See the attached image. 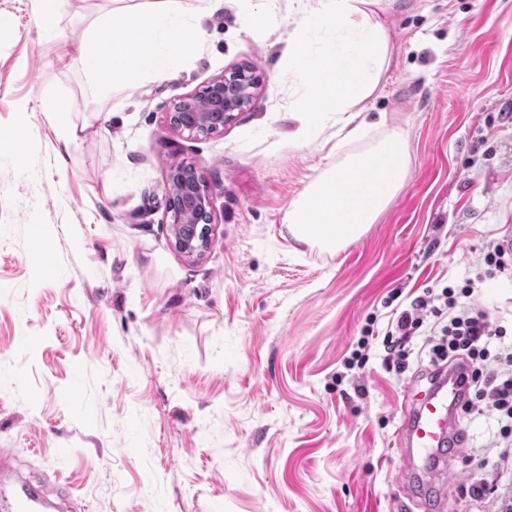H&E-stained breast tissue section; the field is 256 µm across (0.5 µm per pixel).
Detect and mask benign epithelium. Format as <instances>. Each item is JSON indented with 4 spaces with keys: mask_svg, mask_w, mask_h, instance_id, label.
Listing matches in <instances>:
<instances>
[{
    "mask_svg": "<svg viewBox=\"0 0 512 512\" xmlns=\"http://www.w3.org/2000/svg\"><path fill=\"white\" fill-rule=\"evenodd\" d=\"M258 85L259 78L253 69L235 68L212 79L201 91L176 101L167 112L168 121L172 127L191 133L207 130L222 121L230 122L235 113L251 105ZM178 175L183 177L185 192L180 209L173 211V223L189 224L197 212L212 217V193L201 183L197 173H186L182 165H173L168 171L167 185H172ZM211 235L210 228L201 241L174 234L171 245L184 257L197 260L208 249Z\"/></svg>",
    "mask_w": 512,
    "mask_h": 512,
    "instance_id": "7a95c632",
    "label": "benign epithelium"
}]
</instances>
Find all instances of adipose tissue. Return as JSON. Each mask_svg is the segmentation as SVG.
Masks as SVG:
<instances>
[{
	"label": "adipose tissue",
	"mask_w": 512,
	"mask_h": 512,
	"mask_svg": "<svg viewBox=\"0 0 512 512\" xmlns=\"http://www.w3.org/2000/svg\"><path fill=\"white\" fill-rule=\"evenodd\" d=\"M288 20L292 60L305 63L312 91L299 108L301 130L319 125L332 112L346 131L336 144V161L288 208L291 234L318 237L331 249L361 237L401 189L410 153L395 128L370 135L366 103L376 96L392 63V46L378 15L380 0H294ZM173 0H154L151 8L121 15L105 13L100 33L91 34L81 56L94 85L111 91L114 81L140 73L162 79L186 59L192 29L173 8ZM334 29L336 39L318 58H310L305 32Z\"/></svg>",
	"instance_id": "adipose-tissue-1"
}]
</instances>
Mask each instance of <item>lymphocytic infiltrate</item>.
Listing matches in <instances>:
<instances>
[{"instance_id": "lymphocytic-infiltrate-1", "label": "lymphocytic infiltrate", "mask_w": 512, "mask_h": 512, "mask_svg": "<svg viewBox=\"0 0 512 512\" xmlns=\"http://www.w3.org/2000/svg\"><path fill=\"white\" fill-rule=\"evenodd\" d=\"M474 290L470 282L457 291L445 290L440 306L434 296L416 297L392 320L383 343L396 370L405 372L410 356L408 344L415 333L428 321H441L439 335H427L422 342L431 367H440L445 362L467 364L470 387L461 414L490 412L496 415L500 433L505 436L512 433V349L492 347V338L502 335L503 329L493 324L486 311L459 305V297L472 296ZM495 467L502 484H489L477 472L467 491L476 499L494 496L496 512H512V452H499Z\"/></svg>"}]
</instances>
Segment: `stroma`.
<instances>
[{"mask_svg": "<svg viewBox=\"0 0 512 512\" xmlns=\"http://www.w3.org/2000/svg\"><path fill=\"white\" fill-rule=\"evenodd\" d=\"M113 7L64 0L51 36L35 0H0V449L88 512H419L396 432L422 339L400 374L382 338L414 298L471 280L512 345V269L483 262L512 226V0H381L393 56L368 120L403 131L410 167L335 251L285 222L336 161L335 113L291 137L310 96L288 62L293 0H176L201 32L186 62L103 93L81 47ZM258 8L270 27L246 26ZM240 64L263 82L224 130L169 124ZM50 91L79 127L64 153ZM174 164L214 191L198 262L169 244ZM474 467L447 469V512H493L465 491Z\"/></svg>", "mask_w": 512, "mask_h": 512, "instance_id": "1", "label": "stroma"}]
</instances>
